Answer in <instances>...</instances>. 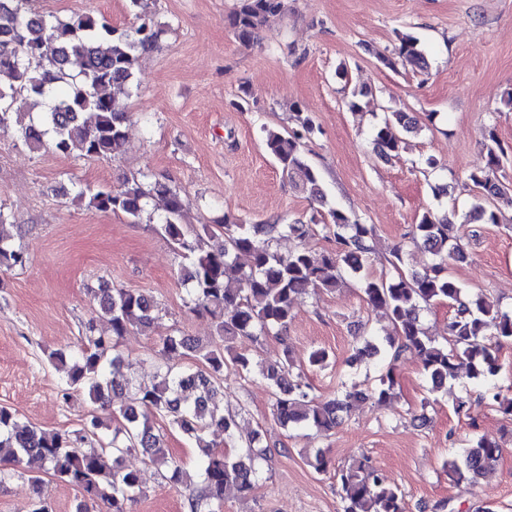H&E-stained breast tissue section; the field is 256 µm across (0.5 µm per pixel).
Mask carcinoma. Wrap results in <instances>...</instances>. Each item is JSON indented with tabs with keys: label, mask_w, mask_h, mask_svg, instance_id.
<instances>
[{
	"label": "carcinoma",
	"mask_w": 512,
	"mask_h": 512,
	"mask_svg": "<svg viewBox=\"0 0 512 512\" xmlns=\"http://www.w3.org/2000/svg\"><path fill=\"white\" fill-rule=\"evenodd\" d=\"M25 2L0 0V128L15 122L20 138L31 146L42 145L49 136L63 155L104 158L117 154L126 144L129 123L120 96L132 87L140 55L154 47L162 29L143 0H130L136 8L134 21L122 32L89 14L49 20L28 12ZM282 10L283 0H239L230 24L238 40L247 45L267 18ZM397 41L394 56L384 58L387 67L428 68L427 54L417 38L399 32ZM34 61L38 66H32ZM22 95L44 105L38 117L12 112ZM371 95L368 87L354 85L346 104L356 110ZM294 120L296 128L286 135L264 130L265 148L288 180L324 204L319 174L304 151V140L315 133L316 126L304 112H296ZM419 131L417 119L408 113L389 112L375 128L373 145L381 158L395 160L405 148V136ZM488 140L484 164L469 174L481 195L465 213V220L499 224L502 219L489 203L512 190V184L500 176L509 158L494 132H489ZM78 197L90 209L121 213L134 224L147 214L149 201H159L161 231L189 258L180 276L189 285L192 310L208 313L214 329L205 344L181 334L159 337L156 344L166 361L156 365L151 384H141L128 374L118 341L132 329L153 332L156 301L140 290L92 288L110 334L97 333L96 323L90 320L84 324L78 355L52 352L49 361L67 369V378L58 389L65 403L74 393L84 391L98 409L107 410L111 394L126 395L112 439L106 442L99 434L101 421L94 413L80 427L60 432L21 426L15 412L0 406V463L17 466L26 459H38L48 474L83 490L86 502L77 512H93L90 505L97 503L106 505L107 512H128L127 503L144 494L140 472L121 466L126 454L140 453L152 464L166 467L170 482L183 481L185 471L172 459L164 434L154 426L153 418L158 415L195 445L202 488L188 502L189 512H221L230 489L242 498L251 496L271 449L251 445L229 455L217 450L208 438L215 431L231 437L237 427L238 414L224 409L226 371L265 381L274 391L272 416L281 427L328 431L339 424L355 400L391 403L396 365L408 352L417 354L434 392L449 382L497 376L501 365L496 347L512 341V310L493 307L470 294L448 272L447 260L466 258L465 244L448 214L425 211L414 225L412 241L429 252L433 262L422 271L359 280L365 301L385 311L391 330L382 342L366 339L353 345L349 364L354 367L384 357L387 369L379 385L364 389L344 383L335 396L315 399L310 396L304 369L294 368L289 348H284L278 360L259 362L234 352L232 343L241 336L285 339L299 295L310 288L334 292L346 274L363 270L374 253L373 226L333 208L319 219L311 217L308 224L249 223L226 214L218 224L194 226L182 222L184 203L177 190L161 182L148 188L135 178L124 179L116 188H88ZM7 226L8 218L0 212V269L8 270L25 265L26 255L13 245ZM319 226L334 239L336 250L318 260L302 244L284 254L273 247L280 234L298 240L317 232ZM242 256L248 258L245 267L238 263ZM231 272L233 279L228 278ZM437 302L455 309L443 343L429 336L419 320L421 307ZM185 358L195 360L194 367H180ZM484 398L498 411L512 415V395L500 387L487 388ZM501 454L497 443L481 438L448 460V471L457 482L474 484L494 468ZM306 461L318 473L328 467L321 448L310 450ZM338 477L342 512H406L400 487L368 460L355 461L341 469Z\"/></svg>",
	"instance_id": "carcinoma-1"
}]
</instances>
